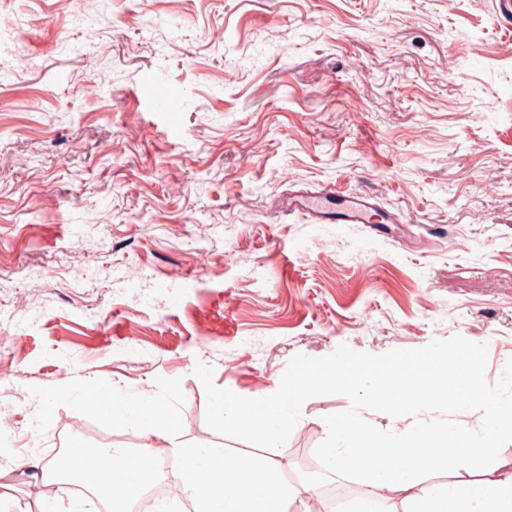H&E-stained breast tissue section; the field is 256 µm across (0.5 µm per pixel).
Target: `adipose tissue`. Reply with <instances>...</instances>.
Segmentation results:
<instances>
[{
    "label": "adipose tissue",
    "mask_w": 512,
    "mask_h": 512,
    "mask_svg": "<svg viewBox=\"0 0 512 512\" xmlns=\"http://www.w3.org/2000/svg\"><path fill=\"white\" fill-rule=\"evenodd\" d=\"M82 403L137 432L142 445L93 452L76 446L66 465L42 459L28 466L43 478L84 486L108 502L110 512H128L129 503L155 482L158 452L178 461L173 478L181 494L175 502L190 503L192 512H288L291 503L304 502L315 491L314 482L286 480L281 463L272 457L176 443V420L159 396L120 397L112 389L98 388L84 395Z\"/></svg>",
    "instance_id": "adipose-tissue-1"
}]
</instances>
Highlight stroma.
<instances>
[{
	"label": "stroma",
	"instance_id": "35a3bbf8",
	"mask_svg": "<svg viewBox=\"0 0 512 512\" xmlns=\"http://www.w3.org/2000/svg\"><path fill=\"white\" fill-rule=\"evenodd\" d=\"M0 24V503L66 489L21 460L132 430L77 394L165 398L211 430L291 359L460 335L512 359V0H7ZM99 86L98 96L87 95ZM369 193L391 224L284 216ZM342 395L307 400L284 470ZM335 195L334 189L322 187L317 192L297 197L294 204H288L289 210H298L305 213L311 220L319 222L322 219V215L328 213L327 210L329 205L333 203L332 200Z\"/></svg>",
	"mask_w": 512,
	"mask_h": 512
}]
</instances>
